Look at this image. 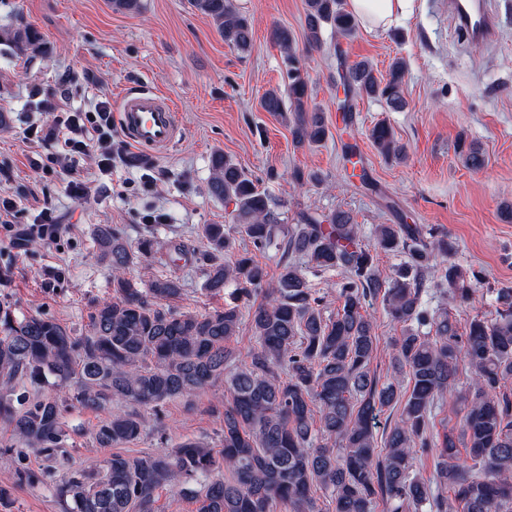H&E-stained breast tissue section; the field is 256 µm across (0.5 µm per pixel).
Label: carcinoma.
<instances>
[{
    "mask_svg": "<svg viewBox=\"0 0 512 512\" xmlns=\"http://www.w3.org/2000/svg\"><path fill=\"white\" fill-rule=\"evenodd\" d=\"M209 17L224 43L240 52L252 43L250 19L232 0H192ZM310 48L322 30L348 38L355 17L344 0H306ZM19 53L36 55L42 37L29 24L0 30ZM274 39L285 56L288 84L264 93L261 107L284 123L298 147L322 143L324 120L307 111L308 77L298 66L295 38L284 27ZM404 62L395 59L379 78L358 61L339 78L347 91L406 106ZM369 138L387 160L406 158L392 128L380 122ZM464 164L479 169L485 156L460 140ZM210 195L234 205L233 224H204L207 248L172 246L170 262L197 263L203 289L217 297L233 288L249 303L204 313L170 306L184 288L173 275L140 287L128 270L151 256L154 240L131 246L110 224L96 229L100 258L112 267V299L97 305L87 330L75 336L41 314L22 318L0 302V420L27 446L55 455L63 442V408L76 403L125 411L96 433L102 448L116 452L96 473L75 471L60 487L65 512H156L158 490L188 496L197 512H322L325 491L334 512H512V288L497 291L495 317L476 315L461 325L451 307L473 300L479 276L452 263L448 234L418 224H377L373 244L362 226L337 210L302 212L298 223H280V204L230 156L215 152ZM243 238L255 251L280 254L279 273L239 250ZM405 257L389 277L378 273L374 249ZM339 270L336 312L310 288L307 273ZM439 295L424 299L426 280ZM382 299L387 318L400 326L393 342L394 376L385 382L371 369L379 346L368 305ZM248 324L254 346L241 360L229 347ZM409 394L400 399L403 378ZM54 379L58 394L29 399L15 382ZM224 379L222 448L185 442L172 454L130 456L118 448L139 440L142 411L189 398ZM456 393L458 434H427L440 399ZM403 403L400 418L378 445V413ZM436 458L432 476L417 470L418 452ZM201 478V488L186 479Z\"/></svg>",
    "mask_w": 512,
    "mask_h": 512,
    "instance_id": "obj_1",
    "label": "carcinoma"
}]
</instances>
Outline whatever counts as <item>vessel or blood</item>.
<instances>
[{
	"label": "vessel or blood",
	"mask_w": 512,
	"mask_h": 512,
	"mask_svg": "<svg viewBox=\"0 0 512 512\" xmlns=\"http://www.w3.org/2000/svg\"><path fill=\"white\" fill-rule=\"evenodd\" d=\"M450 9L465 36L487 42L495 39L497 21L489 0H451ZM118 112L124 134L140 150L163 152L178 137L173 103L153 91L121 94Z\"/></svg>",
	"instance_id": "b4317fda"
}]
</instances>
